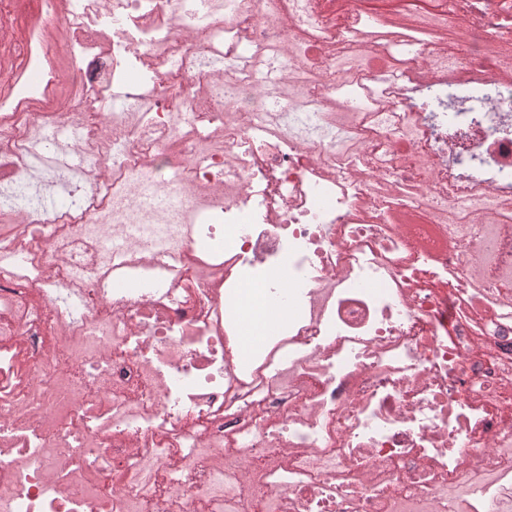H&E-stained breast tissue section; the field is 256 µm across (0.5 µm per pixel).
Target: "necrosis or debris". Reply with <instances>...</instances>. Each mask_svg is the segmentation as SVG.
<instances>
[{"mask_svg":"<svg viewBox=\"0 0 512 512\" xmlns=\"http://www.w3.org/2000/svg\"><path fill=\"white\" fill-rule=\"evenodd\" d=\"M20 2L0 4V45L27 46L0 89V158L15 170L49 120L21 107L55 83L41 24L11 19ZM213 2L51 0L41 13L74 63L75 111L58 122L90 135L108 106L124 133L108 177L52 218L28 212L39 236L0 233V296L30 311L0 308V512H119L118 479L140 512H216L214 488L241 495L247 457L265 468L255 495L282 512H390L492 469L498 483L468 508L487 512L512 487V459L494 451L512 439V386L491 373L478 324L512 336V296L461 263L481 236L442 215L473 227L488 210L512 226V77L487 64L512 46V0H438L463 47L428 44L427 74L411 59L367 69L345 154L322 104L344 85L301 109L276 85L255 90L286 0ZM207 58L231 60L234 93L204 92ZM131 190L166 220L125 225L107 250L81 226ZM477 280L491 290L479 301ZM72 282L60 305L54 285ZM248 285L274 331L239 361L228 304Z\"/></svg>","mask_w":512,"mask_h":512,"instance_id":"obj_1","label":"necrosis or debris"}]
</instances>
